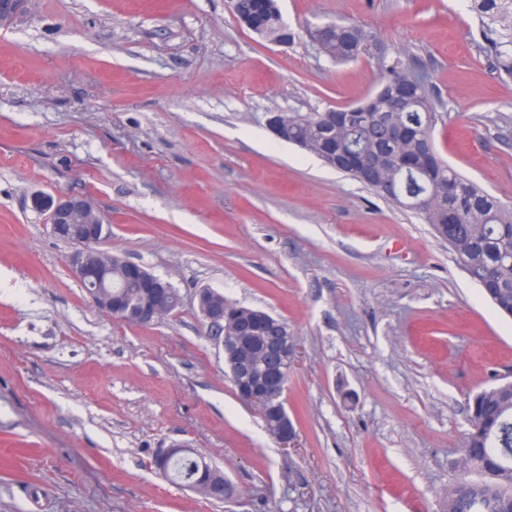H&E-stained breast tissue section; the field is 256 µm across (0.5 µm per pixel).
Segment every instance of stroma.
Wrapping results in <instances>:
<instances>
[{
  "mask_svg": "<svg viewBox=\"0 0 512 512\" xmlns=\"http://www.w3.org/2000/svg\"><path fill=\"white\" fill-rule=\"evenodd\" d=\"M286 47L227 0H32L0 29V512H444L468 404L512 373V318L446 241L318 157L271 112L373 94L311 27L377 34L430 77L441 156L512 205V84L450 0H280ZM90 196L101 250L179 289L150 326L99 311L38 194ZM287 319L301 342L281 447L236 398L196 294ZM174 444L223 470L216 501L153 465Z\"/></svg>",
  "mask_w": 512,
  "mask_h": 512,
  "instance_id": "obj_1",
  "label": "stroma"
}]
</instances>
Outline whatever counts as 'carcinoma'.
<instances>
[{
	"instance_id": "1",
	"label": "carcinoma",
	"mask_w": 512,
	"mask_h": 512,
	"mask_svg": "<svg viewBox=\"0 0 512 512\" xmlns=\"http://www.w3.org/2000/svg\"><path fill=\"white\" fill-rule=\"evenodd\" d=\"M470 10L480 25L481 42L478 49L493 65L500 80L512 82V0H469ZM281 17L277 10L267 6L260 11V34L266 40L277 36ZM311 40L321 42L322 53L336 62H348L370 52L377 37L358 25L343 27L336 24V32L312 29ZM381 86L375 92L371 114L373 121L359 123L351 128L336 130V138L345 149L356 148L360 160L371 166L378 177L395 181L408 196L427 197L424 208L417 211L423 221L435 233L448 241V246L458 258L465 261L473 281L480 285H494L490 302L502 312L512 310V207L505 206L490 193L480 189L439 155L426 165L402 169L389 158L381 155L383 147L382 127L399 123L427 136H433L438 121V108L429 92V85H414L413 99L408 108L398 110L391 106L387 89L392 84H407L410 68L400 58L385 57L377 60ZM332 109L322 112L283 114V140L302 144L306 151L320 155V145L325 138L327 117ZM452 180L458 192L450 197L439 191V185ZM123 259L112 257V287L100 289L102 294H112V300L125 307L138 308L145 301L143 289L124 281ZM234 313L243 319L256 320V335L267 336V321L276 320L272 314L243 305H236ZM490 403L496 408V416L489 425H483L479 434L469 430L471 445L461 449L464 460L462 471L476 474L485 467L486 456L497 463L496 470H506L512 477V389H483L476 393L471 405L476 410ZM165 476L177 485H189L203 478L218 481L224 473L212 467L193 449L186 448L172 454L166 463ZM446 512H512V485L482 476L475 480L470 497L455 499L448 496Z\"/></svg>"
}]
</instances>
